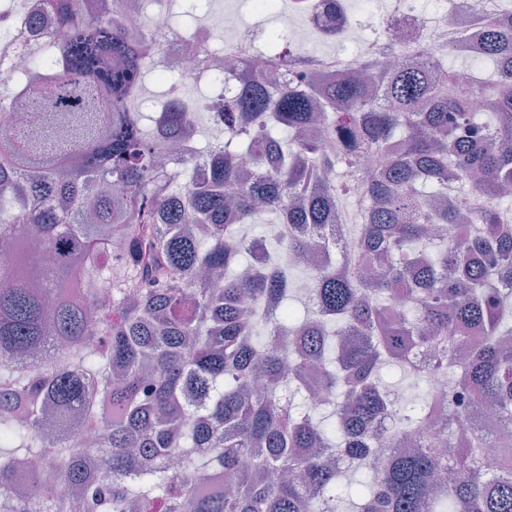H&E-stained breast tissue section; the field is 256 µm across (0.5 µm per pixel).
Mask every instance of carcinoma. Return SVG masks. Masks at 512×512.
<instances>
[{
    "label": "carcinoma",
    "instance_id": "1",
    "mask_svg": "<svg viewBox=\"0 0 512 512\" xmlns=\"http://www.w3.org/2000/svg\"><path fill=\"white\" fill-rule=\"evenodd\" d=\"M43 2L65 39L28 59V122L0 142V512H339L351 470L354 512H512V12L481 17L466 80L425 43L390 66L393 41L323 73L269 31L290 78L241 57L208 103L224 139L180 183L160 133L197 116L144 111L153 44ZM270 235L323 243L301 310ZM102 278L107 298L71 292Z\"/></svg>",
    "mask_w": 512,
    "mask_h": 512
}]
</instances>
